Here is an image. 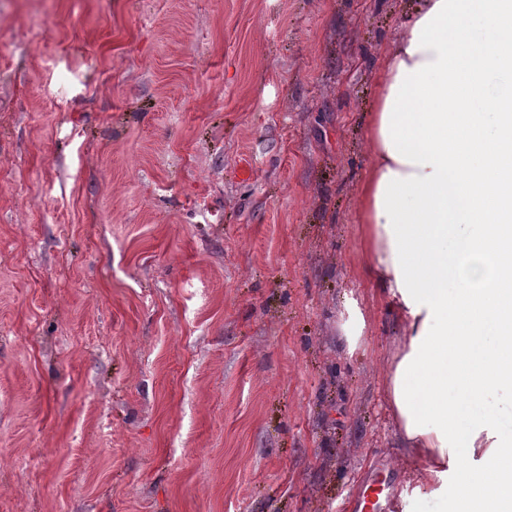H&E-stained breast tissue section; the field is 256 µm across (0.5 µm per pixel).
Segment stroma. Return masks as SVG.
<instances>
[{
	"mask_svg": "<svg viewBox=\"0 0 512 512\" xmlns=\"http://www.w3.org/2000/svg\"><path fill=\"white\" fill-rule=\"evenodd\" d=\"M419 3L0 0V512H441L358 202ZM395 482V473L391 470L371 472L363 480L361 492L354 500V512H390Z\"/></svg>",
	"mask_w": 512,
	"mask_h": 512,
	"instance_id": "35a3bbf8",
	"label": "stroma"
}]
</instances>
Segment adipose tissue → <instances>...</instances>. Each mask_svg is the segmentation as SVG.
Here are the masks:
<instances>
[{
    "label": "adipose tissue",
    "mask_w": 512,
    "mask_h": 512,
    "mask_svg": "<svg viewBox=\"0 0 512 512\" xmlns=\"http://www.w3.org/2000/svg\"><path fill=\"white\" fill-rule=\"evenodd\" d=\"M364 273L405 329L387 400L424 482L512 512V0H423L365 126Z\"/></svg>",
    "instance_id": "ef3b65f1"
}]
</instances>
